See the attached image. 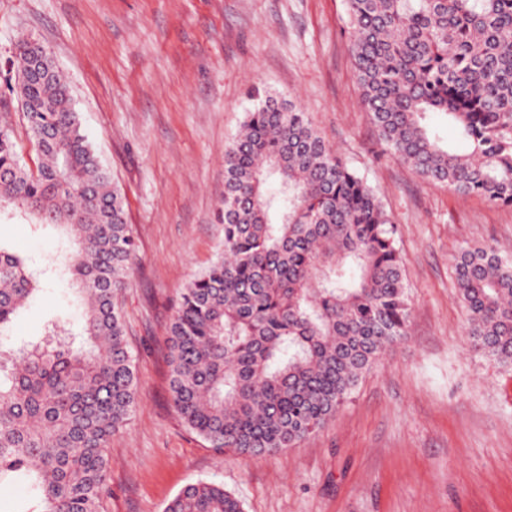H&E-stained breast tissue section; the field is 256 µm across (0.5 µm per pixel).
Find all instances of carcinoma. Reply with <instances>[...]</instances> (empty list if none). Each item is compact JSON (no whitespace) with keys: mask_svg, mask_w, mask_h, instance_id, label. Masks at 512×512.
Masks as SVG:
<instances>
[{"mask_svg":"<svg viewBox=\"0 0 512 512\" xmlns=\"http://www.w3.org/2000/svg\"><path fill=\"white\" fill-rule=\"evenodd\" d=\"M353 74L378 140L422 179L512 207V0H345ZM10 93L36 170L0 118V212L60 228L55 272L82 297L80 341L4 344L36 277L0 250V485L21 512H100L106 448L140 405L118 301L135 251L124 198L88 143L69 85L17 46ZM224 149V240L180 292L167 334L184 425L221 454L271 456L320 429L409 335L395 227L376 192L291 99L260 87ZM448 115L468 145L426 124ZM275 174L281 196L268 194ZM455 288L473 349L512 365V257L460 248ZM163 512H244L224 486H186ZM429 123L440 138L442 145H448L459 151H465L467 149V144L460 139L455 127L448 123V117L444 115H433Z\"/></svg>","mask_w":512,"mask_h":512,"instance_id":"cac0c4a2","label":"carcinoma"}]
</instances>
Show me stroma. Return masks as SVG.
I'll return each instance as SVG.
<instances>
[{"mask_svg":"<svg viewBox=\"0 0 512 512\" xmlns=\"http://www.w3.org/2000/svg\"><path fill=\"white\" fill-rule=\"evenodd\" d=\"M24 39L67 78L137 245L120 300L141 403L107 450L103 512H162L197 482L223 485L245 512H512V366L472 349L453 274L467 244L512 256V208L382 154L344 0H0V94ZM257 84L297 101L376 191L399 229L412 316L408 339L319 431L273 456H220L173 406L166 338L180 288L224 236V147ZM59 239L0 214V249L31 268ZM41 285L14 321L15 344L77 318L67 279Z\"/></svg>","mask_w":512,"mask_h":512,"instance_id":"1","label":"stroma"}]
</instances>
